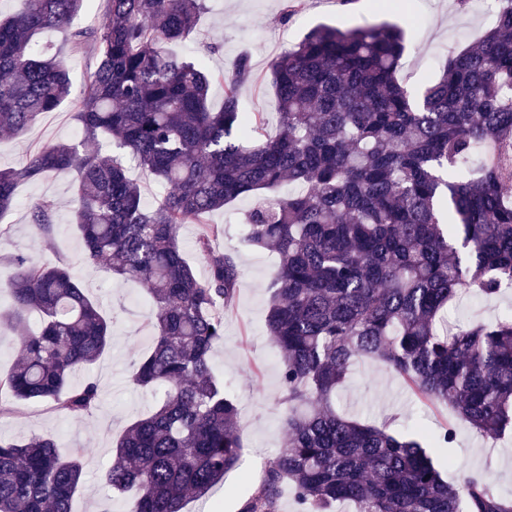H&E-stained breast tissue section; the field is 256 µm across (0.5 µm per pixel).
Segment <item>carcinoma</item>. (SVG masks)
<instances>
[{"label": "carcinoma", "instance_id": "1", "mask_svg": "<svg viewBox=\"0 0 512 512\" xmlns=\"http://www.w3.org/2000/svg\"><path fill=\"white\" fill-rule=\"evenodd\" d=\"M106 2L91 31L72 28L85 0H23L0 19V132L22 133L70 95L67 59L40 50L37 33H64L73 49L91 43L99 59L74 112L80 135L0 169V214L20 183L74 175L85 260L147 290L152 344L133 381L156 401L125 427L104 475L127 496L126 512H183L240 466L237 404L211 355L241 270L233 252L212 247L220 229L207 218L258 191L272 196L246 213L241 244L278 257L265 324L281 356L286 439L240 512H278L284 483L304 512H512V497L479 474L443 476L453 425L403 435L336 411L351 367L369 359L476 431L512 432V315L452 329L446 317L461 297L493 298L512 283V0H499L480 43L448 57L419 104L398 78L399 27H315L270 64L280 131L269 138L261 114L239 111L254 80L248 54L216 75L168 49L205 0ZM217 81L224 104L215 109ZM102 136L117 154L88 149ZM123 155L170 187L156 205ZM286 180L298 189L276 195ZM53 213L35 201L30 218L47 229ZM184 224L203 225L205 279L184 256ZM11 262L12 307L0 323L20 359L0 379V412L27 402L92 414L98 383L73 387L70 377L109 347L115 317L66 267ZM57 448L40 435L0 438V512H71L89 449L63 457Z\"/></svg>", "mask_w": 512, "mask_h": 512}]
</instances>
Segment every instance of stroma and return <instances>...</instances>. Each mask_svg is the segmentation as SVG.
Returning <instances> with one entry per match:
<instances>
[{
  "mask_svg": "<svg viewBox=\"0 0 512 512\" xmlns=\"http://www.w3.org/2000/svg\"><path fill=\"white\" fill-rule=\"evenodd\" d=\"M206 4L196 28L176 50L190 59H206L212 70L227 74L240 54H249L256 80L241 88L239 107L244 112L263 113L271 136L278 133L279 124L267 82L269 64L317 24L354 28L389 21L401 25L406 49L399 77L416 98L422 87L440 77L451 53L477 41L495 21L487 0H471L463 11L454 0H386L382 9L376 8L374 0H353L346 6L337 0H303L295 11L290 8L291 0H206ZM287 11L292 17L286 21L282 15ZM210 44L216 45V52H207ZM95 67L93 51L70 58L69 98L57 110L42 115L24 134L0 133L1 166H19L27 154L45 144L78 137L73 113ZM74 191L70 175L48 176L19 186L14 207L0 217V311L11 305L8 283L13 267L9 259L17 253L35 262L68 266L105 311L119 310L110 347L91 368L79 369L71 378L75 386L90 378L96 380L102 407L92 415L72 418L43 404L22 405L16 412L0 414V437L20 441L41 434L54 438L64 455L78 446L88 448L84 482L73 498V512H126L125 497L112 493L102 475L112 463L113 441L130 419L154 402L153 393L133 381L136 362L151 347L147 328L150 305L141 284L113 279L104 266L92 267L84 261L82 240L73 223ZM36 199L55 205L50 231L37 229L29 220V207ZM262 200V195L251 194L209 217L210 223L224 230L219 246L236 252L242 271L235 304L225 315L224 341L213 355L215 375L237 400L244 442L243 465L227 474L213 497L221 512H239L262 483L265 462L285 441L284 408L278 402L280 357L265 327L266 285L276 273L277 257L268 249L239 246L244 215ZM448 312L457 321H493L512 312V289L493 299L463 298ZM339 406L371 423L390 422L392 429L401 433L437 431L452 422L447 408L419 402L398 375L369 361L353 368ZM454 424L456 464L447 470V477L458 481L478 473L500 494L512 497V436L483 435L464 422Z\"/></svg>",
  "mask_w": 512,
  "mask_h": 512,
  "instance_id": "obj_1",
  "label": "stroma"
}]
</instances>
